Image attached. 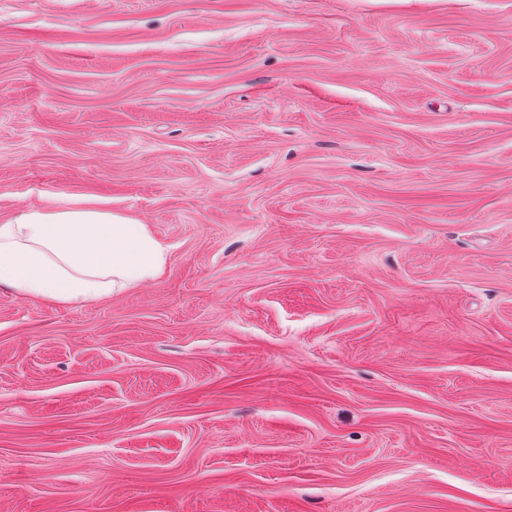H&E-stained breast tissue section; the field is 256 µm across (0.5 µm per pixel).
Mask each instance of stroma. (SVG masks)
<instances>
[{
	"label": "stroma",
	"mask_w": 512,
	"mask_h": 512,
	"mask_svg": "<svg viewBox=\"0 0 512 512\" xmlns=\"http://www.w3.org/2000/svg\"><path fill=\"white\" fill-rule=\"evenodd\" d=\"M169 246L0 285V512H512V0H0V223ZM166 257L147 224L100 209L48 205L0 224V284L22 297L97 301L159 278Z\"/></svg>",
	"instance_id": "1"
}]
</instances>
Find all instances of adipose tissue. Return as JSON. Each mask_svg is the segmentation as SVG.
Returning a JSON list of instances; mask_svg holds the SVG:
<instances>
[{"label":"adipose tissue","instance_id":"ef3b65f1","mask_svg":"<svg viewBox=\"0 0 512 512\" xmlns=\"http://www.w3.org/2000/svg\"><path fill=\"white\" fill-rule=\"evenodd\" d=\"M166 247L108 211L45 206L0 224V284L22 297L88 303L159 278Z\"/></svg>","mask_w":512,"mask_h":512}]
</instances>
